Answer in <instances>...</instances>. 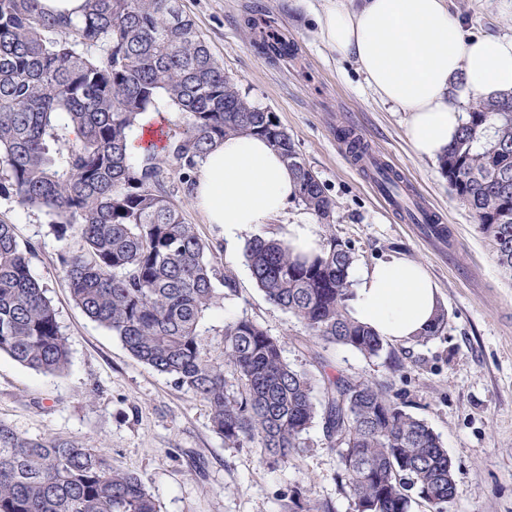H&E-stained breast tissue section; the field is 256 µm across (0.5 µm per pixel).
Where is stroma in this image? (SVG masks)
<instances>
[{"instance_id": "1", "label": "stroma", "mask_w": 512, "mask_h": 512, "mask_svg": "<svg viewBox=\"0 0 512 512\" xmlns=\"http://www.w3.org/2000/svg\"><path fill=\"white\" fill-rule=\"evenodd\" d=\"M324 0H181L227 75L255 106L274 112L297 151L334 202L320 240L336 236L368 267L400 255L425 267L439 288L447 327L426 342H386L366 358L341 346H321L303 324L266 300L243 252L227 255L224 228L207 223L182 191L176 168L167 188L187 223L237 282L235 297L206 315L202 340L214 358L224 352L225 322L246 317L287 337L284 356L297 368L321 350L329 372L386 386L406 412L440 436L454 467L456 494L446 512H512V281L503 277L471 212L455 197L437 161L418 157L405 133L407 115L382 105L352 60L318 37ZM475 34L512 35V11L502 0H449ZM273 20L295 43L297 59L272 60L254 45L245 21ZM350 129L423 196L449 230L401 222L338 136ZM0 221L16 225L34 250L33 275L52 299L69 338L71 362L40 374L0 354V420L31 437L60 436L103 446L114 467L139 475L160 512H279L292 487L307 484L317 501L351 512L335 480L337 460L320 426L297 460L270 466L252 448H228L209 409L171 378L135 360L120 340L72 302L55 261L60 248L51 219L0 197Z\"/></svg>"}]
</instances>
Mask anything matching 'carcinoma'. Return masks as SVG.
Returning a JSON list of instances; mask_svg holds the SVG:
<instances>
[{"mask_svg":"<svg viewBox=\"0 0 512 512\" xmlns=\"http://www.w3.org/2000/svg\"><path fill=\"white\" fill-rule=\"evenodd\" d=\"M249 27L262 53H294L268 22ZM162 101L179 112L182 130L163 132L161 150L146 146L131 160L129 133ZM238 134L261 136L280 152L298 201L329 221L334 203L324 184L274 113L253 105L224 73L180 0H85L77 20L45 12L40 0H0V197L53 218L63 242L56 267L73 302L132 357L206 403L225 446L286 463L307 448L317 421L352 512H411L417 501L444 512L455 492L452 461L430 426L382 385L327 372L317 351L310 353L315 370L295 368L283 356L284 340L248 318L224 323V361L210 358L201 322L238 285L184 221L165 168L176 165L190 196L205 154ZM342 140L356 160L366 151L349 129ZM439 167L512 279V94L474 100ZM378 173L383 191L396 188L400 177L388 164ZM32 255L15 225L0 222V353L56 374L69 364L68 337L32 274ZM245 259L266 299L313 338L367 357L384 350V339L349 315L354 253L336 237L310 259L255 235ZM446 326L441 308L413 341ZM0 512L159 510L142 479L115 468L103 449L30 437L0 420ZM284 512L336 509L312 501L298 483Z\"/></svg>","mask_w":512,"mask_h":512,"instance_id":"cac0c4a2","label":"carcinoma"}]
</instances>
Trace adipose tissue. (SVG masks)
<instances>
[{"label":"adipose tissue","instance_id":"obj_1","mask_svg":"<svg viewBox=\"0 0 512 512\" xmlns=\"http://www.w3.org/2000/svg\"><path fill=\"white\" fill-rule=\"evenodd\" d=\"M317 14L321 39L353 59L383 103L406 112L414 153L435 159L461 128L474 97L512 93V36L473 35L448 0H325ZM298 194L282 155L262 137L236 135L201 162L193 200L207 223L224 227L234 249L247 229L280 214ZM349 314L379 336L399 341L430 325L439 288L419 263L391 256L350 271Z\"/></svg>","mask_w":512,"mask_h":512}]
</instances>
